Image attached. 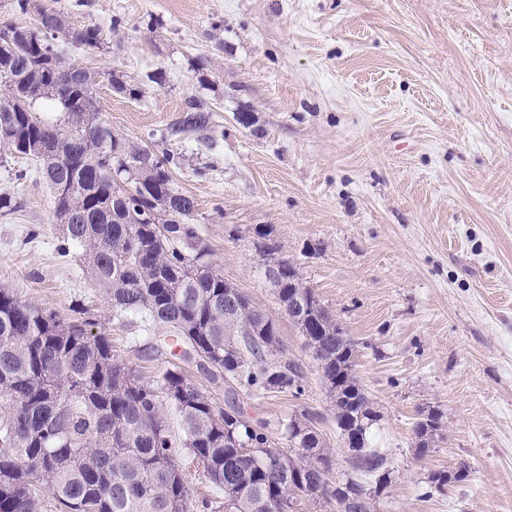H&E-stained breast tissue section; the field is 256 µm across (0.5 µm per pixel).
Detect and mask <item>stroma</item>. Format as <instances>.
<instances>
[{
  "mask_svg": "<svg viewBox=\"0 0 512 512\" xmlns=\"http://www.w3.org/2000/svg\"><path fill=\"white\" fill-rule=\"evenodd\" d=\"M47 2L99 27L100 48L61 43L66 62L100 72L113 132L180 156L174 186L195 200L210 263L306 368L302 396L248 398V413L274 431L316 414L348 471L322 379L250 244L268 225L361 343L356 373L380 414L371 445L395 467L378 512H512V0ZM114 71L142 97L113 94ZM191 96L214 108L213 144L170 132ZM27 165L0 163V193L20 197L0 214V287L65 317L92 309L152 380L163 364L134 344L145 324L113 321L82 250L59 252L52 190L33 171L14 179ZM428 405L443 430L423 455ZM462 467L467 480L426 496L431 471ZM419 416L414 432L418 438L417 448L421 454H425L430 448V440L442 429V415L439 410L427 406L419 411Z\"/></svg>",
  "mask_w": 512,
  "mask_h": 512,
  "instance_id": "35a3bbf8",
  "label": "stroma"
}]
</instances>
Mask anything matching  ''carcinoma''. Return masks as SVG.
Wrapping results in <instances>:
<instances>
[{
	"label": "carcinoma",
	"instance_id": "obj_1",
	"mask_svg": "<svg viewBox=\"0 0 512 512\" xmlns=\"http://www.w3.org/2000/svg\"><path fill=\"white\" fill-rule=\"evenodd\" d=\"M14 8L35 19L11 24V39H0V155L35 164L53 191L54 215H74L62 225L59 251L81 247L112 318L144 317L154 333L144 356L173 361L145 382L88 310L63 318L0 287V512H303L310 502L377 512L394 470L370 446L379 414L355 372L358 341L304 285L297 265L279 256L273 229H253L252 250L262 266L278 268L276 300L305 340L336 427L357 439L351 471L338 479L313 414L300 413L301 430L288 422L285 449L241 405L242 395L301 396L303 364L284 357L275 319L208 261L210 249L188 223L195 201L173 186L180 157L112 133L98 110L99 73L62 60L59 38L94 49L100 29L77 28L63 10L34 0H15ZM109 83L117 95L142 96L132 80L113 74ZM42 101L64 119L36 111ZM181 112L174 132L212 140L209 102L191 96ZM38 143L47 153L34 152ZM181 362L222 378L230 407L191 383ZM441 429L439 410L419 411L420 453ZM193 471L219 495L192 498ZM467 477L434 470L426 494Z\"/></svg>",
	"mask_w": 512,
	"mask_h": 512
}]
</instances>
